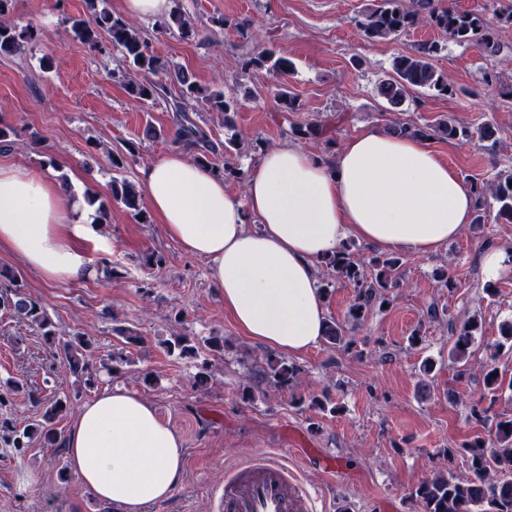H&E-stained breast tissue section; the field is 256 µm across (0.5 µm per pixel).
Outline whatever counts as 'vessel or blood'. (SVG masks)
<instances>
[{
  "label": "vessel or blood",
  "mask_w": 512,
  "mask_h": 512,
  "mask_svg": "<svg viewBox=\"0 0 512 512\" xmlns=\"http://www.w3.org/2000/svg\"><path fill=\"white\" fill-rule=\"evenodd\" d=\"M215 502L217 512H315L298 473L285 460L263 452L225 473Z\"/></svg>",
  "instance_id": "1"
}]
</instances>
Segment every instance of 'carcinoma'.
<instances>
[{"instance_id":"1","label":"carcinoma","mask_w":512,"mask_h":512,"mask_svg":"<svg viewBox=\"0 0 512 512\" xmlns=\"http://www.w3.org/2000/svg\"><path fill=\"white\" fill-rule=\"evenodd\" d=\"M88 2L93 12L92 19H68L72 33L93 49L100 48L99 34L106 33L112 49L118 51L126 62L124 83L127 91L141 101L154 100L166 94V80L177 83L182 97L175 104V112L179 116L180 141L197 145L206 138L205 132L184 110L185 100L202 102L209 110L224 117V125L231 126L230 113L236 111L238 105L236 97L225 92L222 87H201L186 70L171 69L123 18L112 15L106 7L107 0ZM11 3L12 0H0V53H14L23 44L43 36V32L34 26L20 29L8 20ZM355 25L365 38L371 40L397 37L415 26L431 25L458 44L476 47L485 57H495L500 52V43L494 29L484 17L452 7L444 8L438 0H377V4L355 19ZM163 26L169 30L177 28L184 38L194 34L192 25L178 11L170 13ZM438 51L436 43L424 42L414 45L410 52L394 59L392 71L377 85V93L388 104L389 110L397 111L415 89L447 95L446 88L450 87L448 78L433 65ZM263 67L285 76L293 69V62L269 49L248 54L237 61L238 73L242 78L251 70ZM391 132L424 138L435 133L453 140L472 137L468 127L453 117L441 119L429 132L404 122L391 128ZM291 134L296 138L311 140L322 137L325 131L322 125L309 122L291 126ZM238 147V140L232 137L226 139L224 168L212 165V169L219 174H236L243 181L244 174L231 163L232 154ZM471 187L477 205H482L489 195L498 204L499 215L512 221V170L500 172L487 182L475 181ZM111 193L112 199L134 212L135 217L145 218L140 195L131 182L112 177ZM369 265L372 273L368 276L363 264L353 259L352 245L349 243L341 244L322 260L326 271L336 273L344 284L354 288L355 298L348 311L354 324L360 323L365 313L375 304L390 303V290L400 287L402 281L401 262L394 255L375 256L370 259ZM0 309L37 326L46 340H56V326L41 305L22 290L17 274L6 266L0 267ZM477 330L478 324L474 319L458 322L448 351L451 360L460 362L468 357ZM112 333L125 348L142 342V337L127 326H116L112 328ZM325 339L333 348L352 343L344 328L334 320L327 322ZM162 344L168 355L179 358L195 356L201 349L213 356H222L225 340L222 336H210L194 342L186 335L173 334L163 340ZM93 352L92 343L79 334L62 341L60 348V364L77 376L79 384L89 388L98 383L99 370L111 374L118 370V363H129L122 354L113 351L96 367L90 363ZM299 373V368L287 359L270 355L257 369L261 380L281 389L293 386ZM65 410L66 404L57 400L45 409L40 420L21 429L11 425L7 419L0 420V431L11 433L8 444L20 454L35 440L46 448H55L62 439V432L56 428V419ZM463 447L472 453V474L463 478L451 472L443 473L420 483L411 491V496L422 505V512H512V415L496 419L489 440L467 442Z\"/></svg>"}]
</instances>
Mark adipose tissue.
<instances>
[{
	"label": "adipose tissue",
	"mask_w": 512,
	"mask_h": 512,
	"mask_svg": "<svg viewBox=\"0 0 512 512\" xmlns=\"http://www.w3.org/2000/svg\"><path fill=\"white\" fill-rule=\"evenodd\" d=\"M168 237L205 259L224 311L250 339L300 356L327 324L318 263L348 239L434 255L474 219L475 196L428 139L370 128L328 162L285 144L265 150L244 194L181 151L140 172ZM84 203L64 204L40 174L0 165V249L49 282L89 278L84 243L111 247ZM63 446L81 485L114 512H148L180 484L185 454L155 407L107 384L72 417Z\"/></svg>",
	"instance_id": "ef3b65f1"
}]
</instances>
